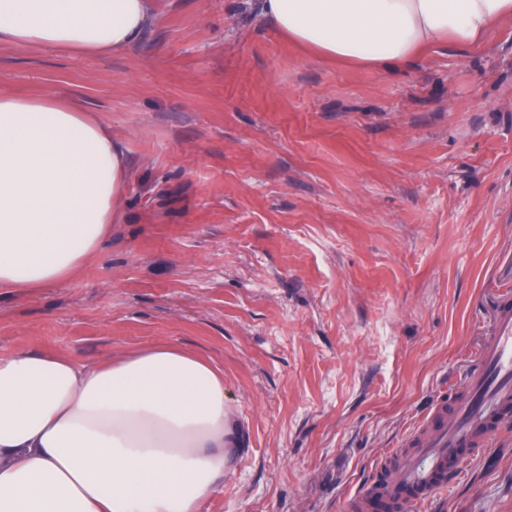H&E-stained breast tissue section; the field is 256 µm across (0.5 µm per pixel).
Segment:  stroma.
Returning <instances> with one entry per match:
<instances>
[{
  "instance_id": "35a3bbf8",
  "label": "stroma",
  "mask_w": 512,
  "mask_h": 512,
  "mask_svg": "<svg viewBox=\"0 0 512 512\" xmlns=\"http://www.w3.org/2000/svg\"><path fill=\"white\" fill-rule=\"evenodd\" d=\"M105 57L0 44V93L79 100L129 177L59 288L0 292V356L154 342L224 372L240 433L202 512H342L490 330L512 256V21L405 69L329 62L258 0H154ZM416 512H512V426Z\"/></svg>"
}]
</instances>
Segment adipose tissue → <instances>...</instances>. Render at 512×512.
I'll return each mask as SVG.
<instances>
[{"label": "adipose tissue", "mask_w": 512, "mask_h": 512, "mask_svg": "<svg viewBox=\"0 0 512 512\" xmlns=\"http://www.w3.org/2000/svg\"><path fill=\"white\" fill-rule=\"evenodd\" d=\"M271 27L320 57L369 68L468 47L512 0H260ZM152 0H0V43L104 56L137 45ZM128 165L77 102L0 94V289L58 288L100 251ZM238 428L224 373L152 343L92 367L0 357V512H202Z\"/></svg>", "instance_id": "obj_1"}]
</instances>
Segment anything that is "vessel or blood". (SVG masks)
<instances>
[{"instance_id":"1","label":"vessel or blood","mask_w":512,"mask_h":512,"mask_svg":"<svg viewBox=\"0 0 512 512\" xmlns=\"http://www.w3.org/2000/svg\"><path fill=\"white\" fill-rule=\"evenodd\" d=\"M511 419L512 299L505 297L452 402L437 408L407 450L390 457L383 478L346 502L347 512H412L447 485L465 452L484 446Z\"/></svg>"}]
</instances>
